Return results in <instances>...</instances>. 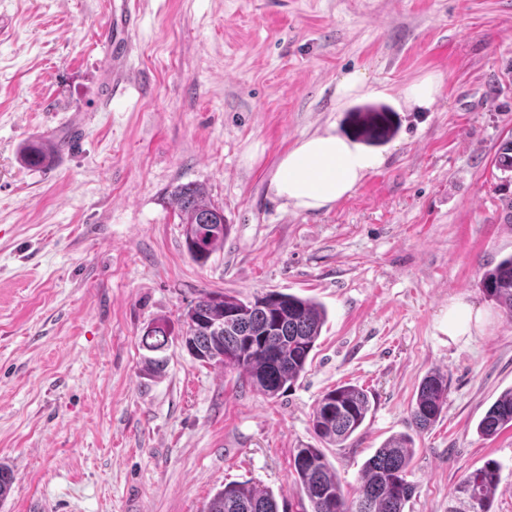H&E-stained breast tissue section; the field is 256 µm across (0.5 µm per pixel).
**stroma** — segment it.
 Listing matches in <instances>:
<instances>
[{
	"label": "stroma",
	"mask_w": 512,
	"mask_h": 512,
	"mask_svg": "<svg viewBox=\"0 0 512 512\" xmlns=\"http://www.w3.org/2000/svg\"><path fill=\"white\" fill-rule=\"evenodd\" d=\"M112 2L0 0V512H204L245 480L307 512L292 460L315 441L317 400L348 382L369 394L359 431L324 450L351 495L376 449L412 433L435 369L448 399L412 434L405 512H448L489 459L491 512H512V428L477 431L512 388V321L481 286L512 255V181L494 166L512 134V0H138L137 80L116 90ZM356 70L363 94L339 99ZM431 73V105L399 103ZM82 116L47 166L24 162L27 141ZM330 125L383 165L331 210L283 207L279 158ZM185 183L231 226L203 265L171 197ZM205 289L322 303L305 374L269 398L176 341L147 370V326L179 327ZM458 298L485 319L455 343L441 327ZM448 393V375L434 370L426 375L411 403L410 421L417 432L433 425L442 413Z\"/></svg>",
	"instance_id": "stroma-1"
}]
</instances>
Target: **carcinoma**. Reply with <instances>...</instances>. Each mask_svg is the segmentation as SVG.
I'll return each instance as SVG.
<instances>
[{"instance_id":"obj_1","label":"carcinoma","mask_w":512,"mask_h":512,"mask_svg":"<svg viewBox=\"0 0 512 512\" xmlns=\"http://www.w3.org/2000/svg\"><path fill=\"white\" fill-rule=\"evenodd\" d=\"M58 146L29 143L24 160L45 165ZM495 167L512 177V136L504 139L494 157ZM178 207L186 250L204 264L224 247L231 225L224 210L207 199L203 188L181 184L172 192ZM482 288L512 320V255L483 275ZM326 320V310L310 298L268 291L241 299L226 292L202 291L183 315L178 339L196 360L236 371L247 384L274 398L305 372ZM172 335L165 320L151 324L142 337L150 351L162 349ZM448 393V375L434 370L426 375L411 403L410 421L418 432L433 425L442 413ZM370 411L367 393L351 384L325 392L317 401L312 430L318 442L342 447L363 425ZM512 428V388L504 391L478 424L479 432L493 437ZM413 460V438L400 434L388 439L364 463L355 496H347L322 449L306 445L296 450L292 468L295 481L311 512H404L412 497L405 476ZM500 481V465L488 460L465 476L453 489L448 512H491ZM205 512H279L273 492L250 481L224 484L209 500Z\"/></svg>"}]
</instances>
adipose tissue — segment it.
<instances>
[{
	"label": "adipose tissue",
	"mask_w": 512,
	"mask_h": 512,
	"mask_svg": "<svg viewBox=\"0 0 512 512\" xmlns=\"http://www.w3.org/2000/svg\"><path fill=\"white\" fill-rule=\"evenodd\" d=\"M378 155L337 133L335 127L303 137L279 159L272 194L298 212L331 210L379 167Z\"/></svg>",
	"instance_id": "1"
}]
</instances>
